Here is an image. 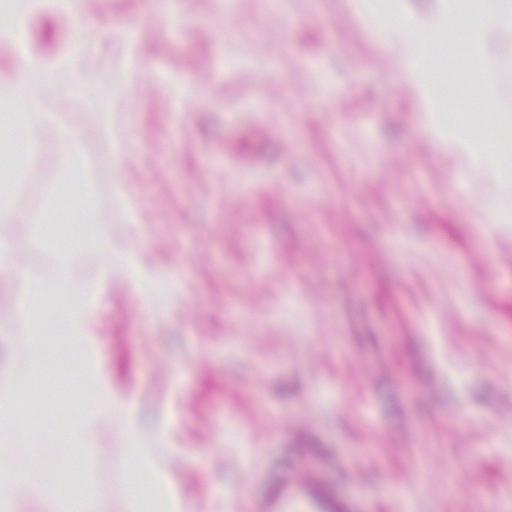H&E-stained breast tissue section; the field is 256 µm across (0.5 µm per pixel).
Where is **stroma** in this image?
I'll list each match as a JSON object with an SVG mask.
<instances>
[{
  "mask_svg": "<svg viewBox=\"0 0 512 512\" xmlns=\"http://www.w3.org/2000/svg\"><path fill=\"white\" fill-rule=\"evenodd\" d=\"M358 0H83L25 34L57 71L45 109L74 124L87 172L46 147L0 157V234L22 277L0 286V461L38 458L26 512H133L137 452L191 512H262L281 473L314 477L335 512H512V188L426 124ZM448 82L471 136L512 116V54ZM97 79L82 95L76 73ZM112 104V136L94 113ZM65 199L99 228L59 307L34 296L56 254L30 225ZM98 296L90 337H29ZM101 443L84 442L90 401ZM68 420L42 458L47 411Z\"/></svg>",
  "mask_w": 512,
  "mask_h": 512,
  "instance_id": "35a3bbf8",
  "label": "stroma"
}]
</instances>
